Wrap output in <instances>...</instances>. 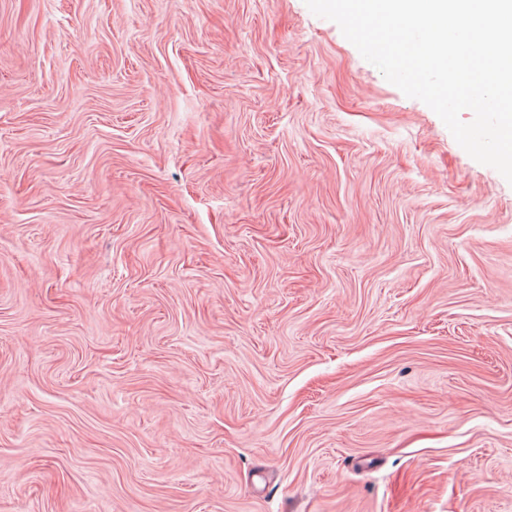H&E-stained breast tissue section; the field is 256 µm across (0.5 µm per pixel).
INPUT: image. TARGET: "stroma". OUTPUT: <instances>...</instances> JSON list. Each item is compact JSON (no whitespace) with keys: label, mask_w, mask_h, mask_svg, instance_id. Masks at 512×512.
Segmentation results:
<instances>
[{"label":"stroma","mask_w":512,"mask_h":512,"mask_svg":"<svg viewBox=\"0 0 512 512\" xmlns=\"http://www.w3.org/2000/svg\"><path fill=\"white\" fill-rule=\"evenodd\" d=\"M0 512H512V184L304 0H0Z\"/></svg>","instance_id":"35a3bbf8"}]
</instances>
